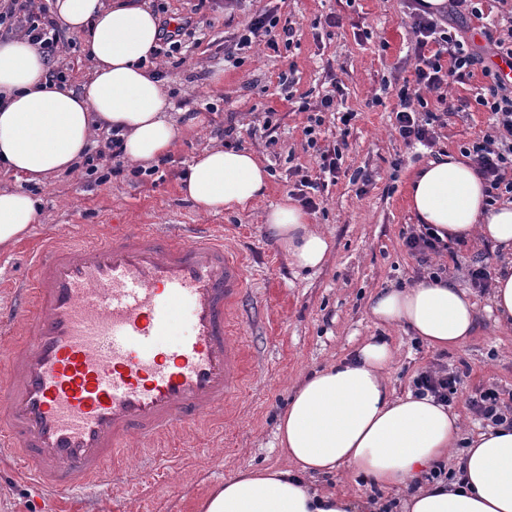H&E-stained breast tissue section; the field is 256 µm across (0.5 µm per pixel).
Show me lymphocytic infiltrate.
Returning <instances> with one entry per match:
<instances>
[{
  "label": "lymphocytic infiltrate",
  "instance_id": "lymphocytic-infiltrate-1",
  "mask_svg": "<svg viewBox=\"0 0 512 512\" xmlns=\"http://www.w3.org/2000/svg\"><path fill=\"white\" fill-rule=\"evenodd\" d=\"M411 30L415 39V79L401 84L396 90L399 109L395 114L396 130L408 145L420 144L433 147L436 130L445 126L447 110H418L420 89L440 90L449 80L464 82L472 77L475 69H482L488 83L474 100H461L457 111H465L478 105L490 112L492 130L482 138L464 144L460 148L468 158L476 175L483 180L487 205H494L503 196H512V82L505 81L498 70L483 68V59L458 32L442 27L431 18L429 8L422 0H410ZM0 29L5 34L25 38L38 45L47 62L49 81L63 82L68 78L65 68L57 66L55 59L60 52L61 30L58 23L48 15L44 6L36 0H0ZM297 30L291 21H279L275 15L263 13L253 17L243 33L235 39L236 49L251 46L254 39L265 38L269 49L291 47ZM436 44L433 54H426L428 44ZM336 110L334 95H324L316 111L309 117L305 127L306 144L314 149L317 158L315 172H300L295 184L296 198L303 207L316 210L317 198L327 188L330 179L336 178L343 159L342 144L318 147L316 130L325 122L326 113ZM410 255L418 267L440 277L441 268L433 267L432 256L447 251L446 243L435 234L430 225H420L405 240ZM458 372L440 367L421 372L414 381L415 391L420 395H431L437 401L452 403L458 393ZM469 410L480 420L498 425L512 424V405L505 402L495 386L477 390L467 400Z\"/></svg>",
  "mask_w": 512,
  "mask_h": 512
}]
</instances>
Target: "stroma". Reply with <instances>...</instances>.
Instances as JSON below:
<instances>
[{
	"instance_id": "35a3bbf8",
	"label": "stroma",
	"mask_w": 512,
	"mask_h": 512,
	"mask_svg": "<svg viewBox=\"0 0 512 512\" xmlns=\"http://www.w3.org/2000/svg\"><path fill=\"white\" fill-rule=\"evenodd\" d=\"M148 3L164 18L189 16L198 23L180 56H158L157 67L172 114L200 110L201 134L179 141L167 163L144 180L126 160L121 173L103 183L82 173L27 185V192L40 199L42 213L22 240L0 249V282L26 277L29 251L51 236L95 239L105 224H219L225 243L247 266L250 292L239 335L254 366L236 393L232 415L218 411L191 430L132 440L116 459L118 487L90 484L45 493L26 481L22 461L0 464V512H201L211 491L239 470L287 467L276 427L295 388L328 363L350 357L372 336L387 339L396 352L389 372L395 395L411 391L422 371L445 366L461 375L451 407L461 416L464 436L483 431L485 422L466 405L468 395L489 385L512 392V330L495 329L488 292L473 291L478 328L455 350L430 349L408 329L376 325L368 314L377 292L419 278L405 245L418 227L408 200L411 180L433 152L459 155L463 144L483 137L490 126L488 113L475 105L449 115L434 149L406 145L396 134L397 100L385 87L414 76L404 0H240L231 11L225 0ZM262 12L291 20L298 44L276 51L256 44L225 58V45ZM329 15L340 17V24L313 29L314 21ZM219 71L224 81L218 85L212 76ZM336 82L339 109L354 118L347 126L330 118L321 128L320 145L343 140L347 147L335 183L309 214L311 224L331 236L334 249L321 268L299 272L267 234L263 217L293 191L295 168L315 167L314 153L305 148L308 115L301 105L317 103ZM208 106L217 107V114L206 115ZM268 111L275 114L269 130L263 127ZM230 120L237 127V148L254 152L266 165L269 189L245 211L203 215L179 185L200 150L223 146L214 129ZM449 248L432 262L447 265L448 277L461 287L469 285L466 267L474 260L498 267L496 250L480 238L453 241ZM315 484L388 505L402 495L345 466Z\"/></svg>"
}]
</instances>
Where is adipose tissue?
Instances as JSON below:
<instances>
[{
  "label": "adipose tissue",
  "mask_w": 512,
  "mask_h": 512,
  "mask_svg": "<svg viewBox=\"0 0 512 512\" xmlns=\"http://www.w3.org/2000/svg\"><path fill=\"white\" fill-rule=\"evenodd\" d=\"M52 13L81 36L93 64L80 87L48 85L39 51L21 40H0V164L25 182L41 183L75 170L95 128L118 129L124 154L151 163L175 146L181 129L168 111L161 81L141 62L155 49L158 19L143 0H54ZM270 175L246 149H206L193 159L180 191L205 214L247 209L263 198ZM409 206L441 240L480 237L503 261L492 284L490 311L512 329V201L487 206L485 185L464 159L429 161L409 188ZM39 201L23 190H0V247L15 244L38 221ZM268 231L291 266L321 267L329 237L285 197L265 214ZM373 319L400 325L436 350L458 348L475 331L477 309L447 280L424 279L391 288L370 303ZM395 351L379 338L351 358L314 372L296 390L277 426L287 469L243 470L225 480L203 512H376L341 493H322L309 477L346 466L382 487L416 484L401 512H512V425L461 435L458 413L431 396L393 397L388 375ZM459 449L454 480L428 474Z\"/></svg>",
  "instance_id": "ef3b65f1"
}]
</instances>
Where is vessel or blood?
Listing matches in <instances>:
<instances>
[{"mask_svg": "<svg viewBox=\"0 0 512 512\" xmlns=\"http://www.w3.org/2000/svg\"><path fill=\"white\" fill-rule=\"evenodd\" d=\"M246 270L210 225L116 224L104 239L48 243L0 332V456L41 485L113 480L131 435L156 438L231 403L248 353L235 316Z\"/></svg>", "mask_w": 512, "mask_h": 512, "instance_id": "obj_1", "label": "vessel or blood"}]
</instances>
